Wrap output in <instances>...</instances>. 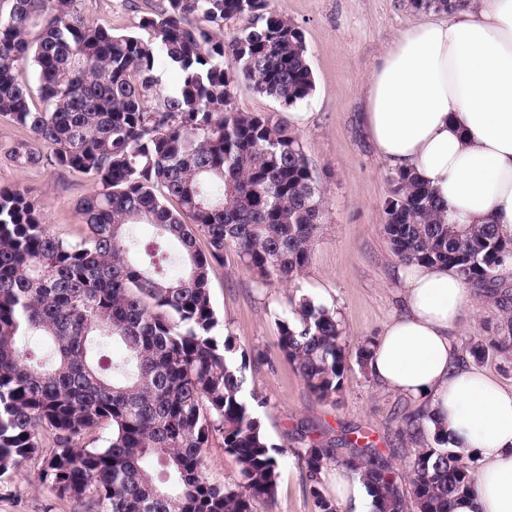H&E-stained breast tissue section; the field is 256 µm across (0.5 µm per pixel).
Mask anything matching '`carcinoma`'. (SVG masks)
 Returning <instances> with one entry per match:
<instances>
[{
    "instance_id": "obj_1",
    "label": "carcinoma",
    "mask_w": 512,
    "mask_h": 512,
    "mask_svg": "<svg viewBox=\"0 0 512 512\" xmlns=\"http://www.w3.org/2000/svg\"><path fill=\"white\" fill-rule=\"evenodd\" d=\"M76 2L11 0L0 17V117L44 146L20 140L5 155L99 186L78 203L87 233L77 242L50 232L28 191L0 188V475L37 457L49 431L44 478L61 495L95 494L102 512H256L276 497L277 451L243 397L235 338L213 335L211 279L229 248L266 285L309 261L325 210L303 146L273 115L233 103L241 80L284 108L305 101L314 81L303 35L269 0H161L140 20L146 39L86 24ZM233 18L242 25L226 40L219 32ZM162 64L178 71L176 85L162 83ZM390 183L383 230L393 253L492 287L512 262V235L448 223L411 173ZM140 225L158 235L140 241ZM278 329L312 395L343 391L335 312L301 297ZM110 344L123 355L107 368L95 357ZM103 426L110 437L94 447L88 438ZM216 434L238 465L231 486L206 475ZM433 439L439 447L413 450L407 488L367 433L341 448L310 442L317 512H337L321 487L336 463L366 481L373 512H406L410 500L416 512H451L474 489L473 458Z\"/></svg>"
}]
</instances>
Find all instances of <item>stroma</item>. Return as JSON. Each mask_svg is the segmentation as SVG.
Masks as SVG:
<instances>
[{
    "label": "stroma",
    "instance_id": "35a3bbf8",
    "mask_svg": "<svg viewBox=\"0 0 512 512\" xmlns=\"http://www.w3.org/2000/svg\"><path fill=\"white\" fill-rule=\"evenodd\" d=\"M160 0H79L90 22L108 23L117 34H135L141 17ZM270 9L298 26L306 45L314 89L298 110L282 108L247 84L234 89L242 112L274 115L294 131L321 186L325 216L307 266L293 282L263 284L235 251L224 254L211 280L217 337L233 335L246 354L245 400L262 398L256 414L269 444L282 452L272 505L257 512H316L301 451L305 438L340 440L350 432L370 433L379 448L393 449L394 467L409 482L408 451L414 448L395 408L415 403L386 388L358 362L366 340L375 338L398 312L392 273L399 260L383 234L390 169L377 158L364 123L362 85L383 50L406 28L427 16L410 0H270ZM22 186L38 200L45 224L76 242L87 228L77 203L95 189L82 174L51 168H20L0 155V187ZM323 284L325 305L344 328L348 368L336 399L321 401L307 390L279 348L277 322L305 283ZM459 341L463 348L499 340L512 332V267L498 273L494 292L473 291ZM0 512H97L91 497L57 494L45 480L41 459L0 476Z\"/></svg>",
    "mask_w": 512,
    "mask_h": 512
}]
</instances>
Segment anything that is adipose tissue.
I'll use <instances>...</instances> for the list:
<instances>
[{
  "label": "adipose tissue",
  "mask_w": 512,
  "mask_h": 512,
  "mask_svg": "<svg viewBox=\"0 0 512 512\" xmlns=\"http://www.w3.org/2000/svg\"><path fill=\"white\" fill-rule=\"evenodd\" d=\"M378 158L414 172L450 222L512 233V0H463L447 19L398 35L363 86ZM400 311L368 361L382 387L415 400L429 427L476 454L472 493L452 512H512V387L457 339L470 285L441 264L398 265ZM343 512H371L365 482L344 465L323 472Z\"/></svg>",
  "instance_id": "adipose-tissue-1"
}]
</instances>
